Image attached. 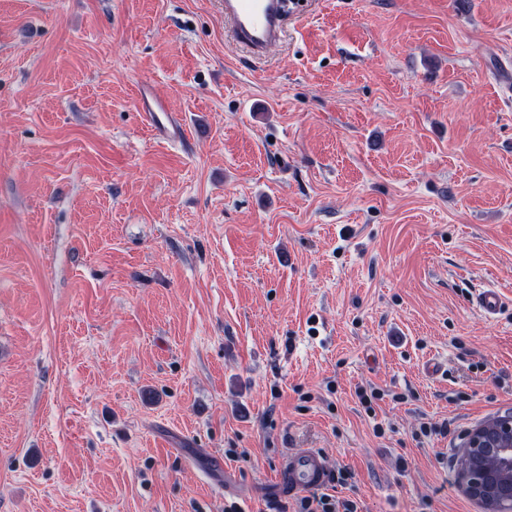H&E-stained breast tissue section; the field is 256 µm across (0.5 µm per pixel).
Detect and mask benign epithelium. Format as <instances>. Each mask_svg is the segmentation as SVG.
<instances>
[{"instance_id": "benign-epithelium-1", "label": "benign epithelium", "mask_w": 512, "mask_h": 512, "mask_svg": "<svg viewBox=\"0 0 512 512\" xmlns=\"http://www.w3.org/2000/svg\"><path fill=\"white\" fill-rule=\"evenodd\" d=\"M469 458L460 472V485L471 498L480 501L489 512L512 507V414L498 416L467 434L464 444Z\"/></svg>"}]
</instances>
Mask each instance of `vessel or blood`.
Instances as JSON below:
<instances>
[{
  "label": "vessel or blood",
  "instance_id": "1",
  "mask_svg": "<svg viewBox=\"0 0 512 512\" xmlns=\"http://www.w3.org/2000/svg\"><path fill=\"white\" fill-rule=\"evenodd\" d=\"M224 20L236 43L255 59H263L277 46L290 20L283 0H224ZM498 289H476L472 305L478 313L491 317L503 307ZM331 480L324 455L313 448H298L284 456L276 473L278 487L287 495L325 487Z\"/></svg>",
  "mask_w": 512,
  "mask_h": 512
}]
</instances>
